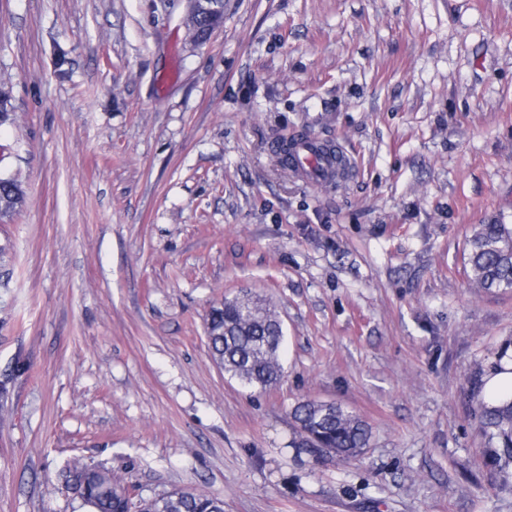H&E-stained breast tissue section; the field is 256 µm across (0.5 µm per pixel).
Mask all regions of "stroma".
<instances>
[{"mask_svg": "<svg viewBox=\"0 0 512 512\" xmlns=\"http://www.w3.org/2000/svg\"><path fill=\"white\" fill-rule=\"evenodd\" d=\"M0 0V512H88L73 463L134 498L224 512H512L465 383L512 346V291L473 288L476 225H512V0ZM340 143L315 185L276 141ZM236 294L284 327L281 383L208 349ZM369 426L344 463L293 407ZM22 196L20 182L12 177H0V215L14 212Z\"/></svg>", "mask_w": 512, "mask_h": 512, "instance_id": "35a3bbf8", "label": "stroma"}]
</instances>
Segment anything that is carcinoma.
I'll return each mask as SVG.
<instances>
[{"instance_id": "cac0c4a2", "label": "carcinoma", "mask_w": 512, "mask_h": 512, "mask_svg": "<svg viewBox=\"0 0 512 512\" xmlns=\"http://www.w3.org/2000/svg\"><path fill=\"white\" fill-rule=\"evenodd\" d=\"M20 182L0 177V215L21 202ZM473 283L488 292L512 289V227L480 224L469 240L467 258ZM208 345L224 373L249 389L265 390L279 383L282 325L267 301L234 296L212 308L206 322ZM302 445L320 454L357 460L368 446L370 430L360 417L334 403L305 400L293 410ZM474 419L485 439L484 456L503 477H512V401L480 403ZM70 481L89 512H224V499L197 490H176L160 499L135 504L124 482L108 469L74 464Z\"/></svg>"}]
</instances>
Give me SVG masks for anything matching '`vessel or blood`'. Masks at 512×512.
<instances>
[{"label": "vessel or blood", "mask_w": 512, "mask_h": 512, "mask_svg": "<svg viewBox=\"0 0 512 512\" xmlns=\"http://www.w3.org/2000/svg\"><path fill=\"white\" fill-rule=\"evenodd\" d=\"M335 158L323 157L316 149L315 140L289 139L288 169L298 179L306 182L328 183L348 175L353 170V160L342 146H335Z\"/></svg>", "instance_id": "1"}]
</instances>
